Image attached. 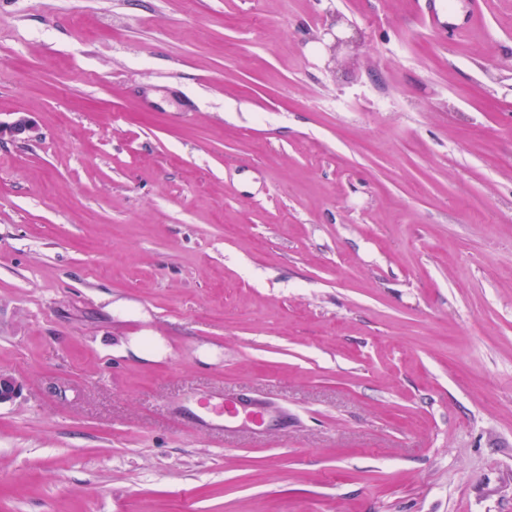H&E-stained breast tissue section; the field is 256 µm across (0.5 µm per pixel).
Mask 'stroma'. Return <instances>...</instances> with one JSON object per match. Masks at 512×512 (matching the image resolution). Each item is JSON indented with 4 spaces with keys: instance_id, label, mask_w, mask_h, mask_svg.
Listing matches in <instances>:
<instances>
[{
    "instance_id": "35a3bbf8",
    "label": "stroma",
    "mask_w": 512,
    "mask_h": 512,
    "mask_svg": "<svg viewBox=\"0 0 512 512\" xmlns=\"http://www.w3.org/2000/svg\"><path fill=\"white\" fill-rule=\"evenodd\" d=\"M19 115L0 512H512V0H0ZM222 412H224L225 428L233 427L229 424L240 420L242 424L257 429L267 424L271 408L262 402H245L224 397Z\"/></svg>"
}]
</instances>
